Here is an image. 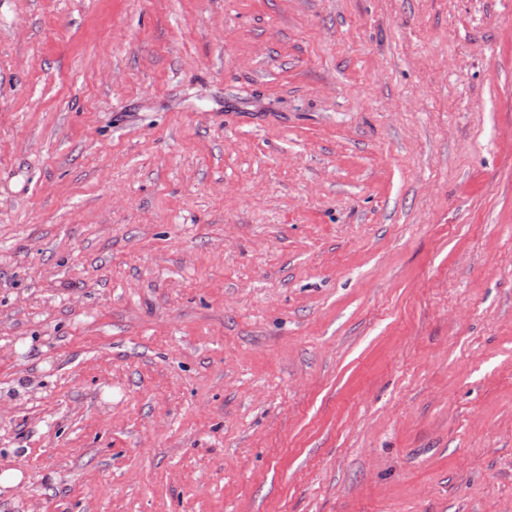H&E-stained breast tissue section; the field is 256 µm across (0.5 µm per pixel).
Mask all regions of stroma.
<instances>
[{
    "label": "stroma",
    "instance_id": "35a3bbf8",
    "mask_svg": "<svg viewBox=\"0 0 512 512\" xmlns=\"http://www.w3.org/2000/svg\"><path fill=\"white\" fill-rule=\"evenodd\" d=\"M0 512H512V0H0Z\"/></svg>",
    "mask_w": 512,
    "mask_h": 512
}]
</instances>
